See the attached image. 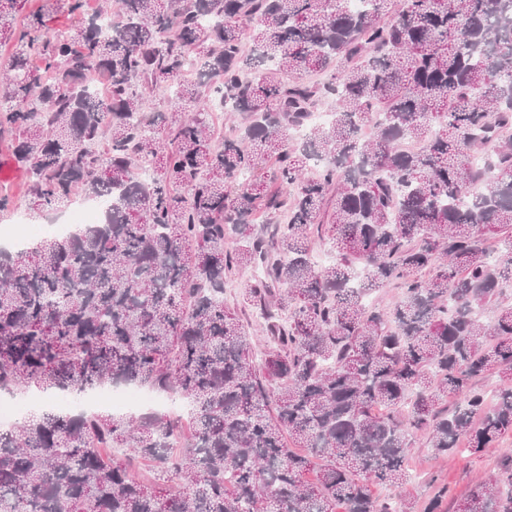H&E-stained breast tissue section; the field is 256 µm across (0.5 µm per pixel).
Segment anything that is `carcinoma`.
<instances>
[{"label":"carcinoma","instance_id":"1","mask_svg":"<svg viewBox=\"0 0 512 512\" xmlns=\"http://www.w3.org/2000/svg\"><path fill=\"white\" fill-rule=\"evenodd\" d=\"M26 2L0 0L5 157L33 218L80 189L110 208L0 250V392L136 385L187 415L30 413L0 431V512H405L373 486L408 481L414 437L479 455L512 434V304L476 315L512 289V0ZM323 99L334 121L293 144ZM226 105L245 124L215 147ZM248 266L259 365L224 303ZM393 281V307L365 304ZM463 512H512V454ZM252 272V270L249 268V269H233L231 272H226V281H227V288H226V292L224 294V299H226V303L230 306V308H234L235 311L237 312V315L240 317V319H242L244 322H246V320H248L249 322H251L253 325H252V329L251 331L254 333V336H256L255 338L256 339V342H257V346H256V353L258 352L257 356L255 357V361L256 363H261V354L259 353L260 350L259 349H263L265 347V345L267 344L266 341V336L263 335V333L259 332V326H258V323L255 321L256 318L252 315V311L250 309H247L245 312L244 311H241L240 307L237 306L236 304V301H235V295L234 293L236 292V288H234V285H237V282L242 279V278H245L247 276L250 275V273ZM233 285V286H231Z\"/></svg>","mask_w":512,"mask_h":512}]
</instances>
